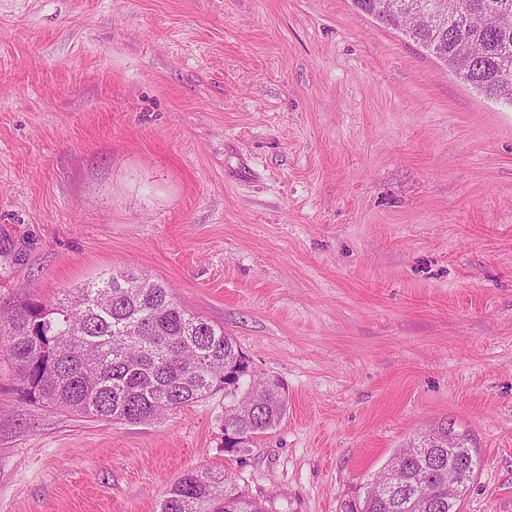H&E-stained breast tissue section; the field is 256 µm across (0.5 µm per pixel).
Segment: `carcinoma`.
Segmentation results:
<instances>
[{
	"mask_svg": "<svg viewBox=\"0 0 512 512\" xmlns=\"http://www.w3.org/2000/svg\"><path fill=\"white\" fill-rule=\"evenodd\" d=\"M428 0H354L356 8L390 23ZM448 10L483 16L441 34L424 29L405 33L442 60L461 81L489 99L512 96V0H448ZM0 336L22 393L31 402L93 417L130 423L192 404L222 389L241 394L224 412V451H247L252 437L280 423L288 411L282 382L257 377L236 342L202 317L189 314L172 289L122 272L47 301H20L0 317ZM447 423L418 434L397 451L367 483L360 512H458L448 501V455L464 463L469 491L479 463L469 435L459 447L422 444ZM158 512H263L244 495L231 474L195 471L181 475L166 491Z\"/></svg>",
	"mask_w": 512,
	"mask_h": 512,
	"instance_id": "1",
	"label": "carcinoma"
}]
</instances>
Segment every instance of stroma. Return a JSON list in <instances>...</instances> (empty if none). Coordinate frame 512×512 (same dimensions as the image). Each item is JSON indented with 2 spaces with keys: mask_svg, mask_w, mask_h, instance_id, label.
<instances>
[{
  "mask_svg": "<svg viewBox=\"0 0 512 512\" xmlns=\"http://www.w3.org/2000/svg\"><path fill=\"white\" fill-rule=\"evenodd\" d=\"M223 327L288 413L141 422L23 398L0 342V512H157L226 471L353 512L440 421L512 512V104L352 0H0V309L113 272Z\"/></svg>",
  "mask_w": 512,
  "mask_h": 512,
  "instance_id": "obj_1",
  "label": "stroma"
}]
</instances>
